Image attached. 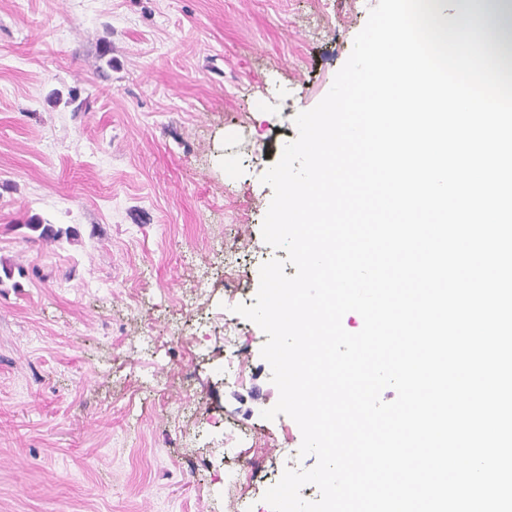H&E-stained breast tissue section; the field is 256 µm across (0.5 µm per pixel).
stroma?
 Listing matches in <instances>:
<instances>
[{
	"label": "stroma",
	"instance_id": "35a3bbf8",
	"mask_svg": "<svg viewBox=\"0 0 512 512\" xmlns=\"http://www.w3.org/2000/svg\"><path fill=\"white\" fill-rule=\"evenodd\" d=\"M377 2L0 0V512H271L315 466L234 308L287 256L261 177Z\"/></svg>",
	"mask_w": 512,
	"mask_h": 512
}]
</instances>
